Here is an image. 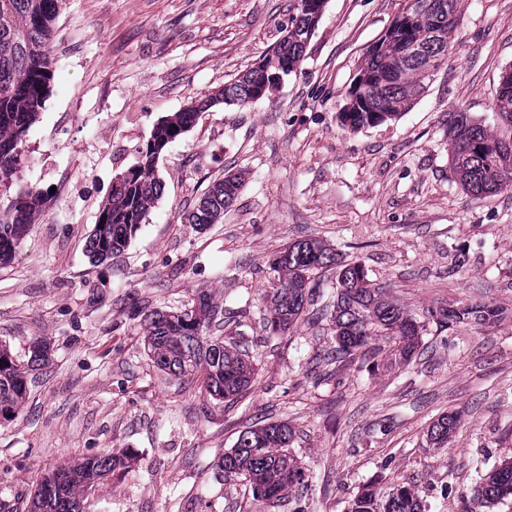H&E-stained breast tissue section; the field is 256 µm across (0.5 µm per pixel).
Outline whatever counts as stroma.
<instances>
[{
	"mask_svg": "<svg viewBox=\"0 0 512 512\" xmlns=\"http://www.w3.org/2000/svg\"><path fill=\"white\" fill-rule=\"evenodd\" d=\"M291 0H61L51 92L19 150L20 185L45 192V214L0 266V340L27 362L33 340L49 366L0 424V512H25L42 473L72 459L134 451L139 463L85 512H345L363 486L409 482L426 512H512L475 500L482 475L512 456V186L489 196L454 180L448 115L497 133L502 70L512 66V0H459L448 54L398 118L353 130L339 114L367 51L404 0H326L303 61L246 106L215 105L156 160L163 193L125 250L92 265L87 245L116 176L135 165L156 122L222 89L281 37ZM248 179L221 223L200 230L185 211L216 179ZM319 238L425 327L407 365L368 371L326 359L336 272L288 333L264 326L270 262ZM224 312V336L256 366L234 401L154 367L144 317L200 291ZM498 309L491 324L439 327L429 310ZM461 421L447 447L427 431ZM282 421L307 488L277 504L255 499L218 467L240 431ZM460 419L456 413L444 414L440 416L428 430L430 442L436 448H442L448 445V440L456 432Z\"/></svg>",
	"mask_w": 512,
	"mask_h": 512,
	"instance_id": "stroma-1",
	"label": "stroma"
}]
</instances>
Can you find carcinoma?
<instances>
[{
  "label": "carcinoma",
  "instance_id": "carcinoma-1",
  "mask_svg": "<svg viewBox=\"0 0 512 512\" xmlns=\"http://www.w3.org/2000/svg\"><path fill=\"white\" fill-rule=\"evenodd\" d=\"M307 0H293L288 38L278 45L279 62L293 71L303 60L310 40L312 10ZM459 0H405L401 15L406 20L389 27L367 51L360 72L368 89L352 107L339 114L341 122L358 130L397 118L410 102L425 91L428 71L437 69L448 55V43L456 30ZM59 0H0V180L18 169L17 147L35 120L49 93L53 77L51 40ZM269 80L260 70H250L224 89L199 103L158 121L145 146L138 150V163L112 185L100 209L99 223L89 239L88 257L102 264L124 249L161 196L156 159L166 146L187 132L199 112L233 100L238 106L251 103L256 89ZM498 116L512 127V83L497 95ZM448 138L451 171L463 189L491 194L512 184V136L501 137L465 112L450 114ZM245 173L237 172L214 182L187 212L185 220L203 230L218 223L233 206ZM44 194L27 186L10 203L0 206V265L12 260L31 225L42 215ZM336 263V252L321 239L297 240L272 259L277 287L264 295L265 327L284 334L298 320L310 301L311 280L316 271ZM336 346L328 353L335 362H351L360 356L372 367H394L411 361L422 338L423 327L407 312L384 297L374 286L364 265L340 266L333 304ZM495 311L481 304L429 311L433 321L448 327L454 323L486 324ZM219 311L211 297L201 292L188 309L153 311L146 317L144 344L154 366L174 377L192 376L200 389L214 400L233 401L254 380L255 367L236 340L212 336L209 328ZM51 354L47 343L35 340L27 365L45 366ZM28 395L25 371L7 343L0 342V416L10 420ZM460 419L457 414L440 416L428 430L436 448L448 444ZM293 431L283 422L267 423L239 433L232 448L224 452L219 468L226 476L243 479L253 497L272 504L284 493L307 482L298 460L288 452ZM137 464V457L120 450L65 463L41 476L26 504L27 512H84L83 495ZM478 499L495 504L512 499V458L504 460L482 477ZM346 512H425L417 490L398 483L386 492L364 487L351 500Z\"/></svg>",
  "mask_w": 512,
  "mask_h": 512
}]
</instances>
